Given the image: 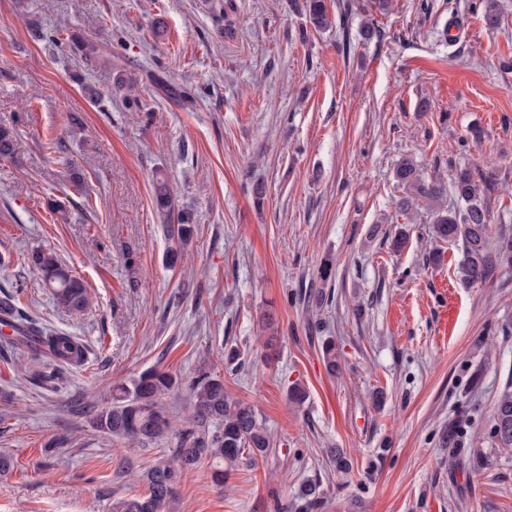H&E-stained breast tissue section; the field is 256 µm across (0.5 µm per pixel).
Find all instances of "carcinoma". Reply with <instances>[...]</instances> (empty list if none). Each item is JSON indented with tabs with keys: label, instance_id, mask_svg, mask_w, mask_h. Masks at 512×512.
<instances>
[{
	"label": "carcinoma",
	"instance_id": "obj_1",
	"mask_svg": "<svg viewBox=\"0 0 512 512\" xmlns=\"http://www.w3.org/2000/svg\"><path fill=\"white\" fill-rule=\"evenodd\" d=\"M310 23L316 30L331 25L326 0H306ZM475 9L481 11L485 24L494 29L500 24L497 0H477ZM72 51L86 59H103L99 43L82 38L65 40ZM105 60V59H103ZM110 63V60H105ZM14 135L0 127V159L14 155ZM395 178L405 190L400 212L407 215L426 200L434 213L432 234L446 243L462 244L459 264L461 277L472 284L490 278L500 257L512 259V243L505 250L490 249L491 198L498 185L494 168L471 169L460 167L452 175L450 185L428 181L411 161L401 162ZM451 195L450 205L443 197ZM154 204L164 218V232L178 249L172 251L177 260L179 250L192 241L195 225L192 213L177 205L167 182L156 179ZM31 266L42 275L45 287L51 290L56 303L70 312L78 313L88 305V292L83 279L63 267L51 248L33 249ZM24 282L0 294V324L8 326L13 336L0 342V354L7 357L16 347L31 351V361L42 363L34 377L45 382L58 378V367L80 366L87 360L85 346L74 336L49 330L31 319L18 305ZM176 387L172 375L149 368L138 376L112 389V402L91 417L92 427L117 442L145 447L156 444L171 434L177 438L176 448L162 454L145 470L141 480L147 491L142 496L120 500L113 512H164L176 487L203 464L209 465L216 485L224 484L230 471L256 465L266 457L273 442L254 406L232 398L224 390V379L209 371H200L186 385L192 401V415L182 426L173 425L169 411L162 404L164 396ZM493 431L500 447L512 448V392H504L493 410ZM297 497L303 508L314 512L321 508L323 497L320 483L308 479L302 483Z\"/></svg>",
	"mask_w": 512,
	"mask_h": 512
}]
</instances>
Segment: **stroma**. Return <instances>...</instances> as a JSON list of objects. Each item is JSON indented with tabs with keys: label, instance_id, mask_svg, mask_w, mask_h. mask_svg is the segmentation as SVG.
I'll list each match as a JSON object with an SVG mask.
<instances>
[{
	"label": "stroma",
	"instance_id": "35a3bbf8",
	"mask_svg": "<svg viewBox=\"0 0 512 512\" xmlns=\"http://www.w3.org/2000/svg\"><path fill=\"white\" fill-rule=\"evenodd\" d=\"M337 2L317 31L304 0H0V127L15 136L0 287L24 279L22 307L88 349L55 387L34 384L26 349L0 361V453L15 462L0 512H112L142 495L138 473L175 438L110 441L71 402L101 409L150 367L222 372L274 440L223 486L198 468L165 512H277L308 479L319 512H512V449L492 429L512 382V263L464 282L460 246L430 238L428 211L399 213L394 178L405 159L444 182L494 165L493 238L512 240V0L494 31L473 0ZM369 17L381 35L367 41ZM61 31L99 40L111 65ZM160 177L197 229L175 261ZM38 246L86 282V310L56 305L28 261ZM227 342L243 353L231 373Z\"/></svg>",
	"mask_w": 512,
	"mask_h": 512
}]
</instances>
